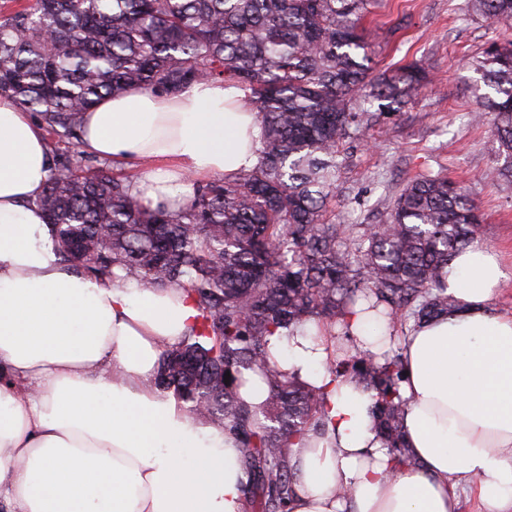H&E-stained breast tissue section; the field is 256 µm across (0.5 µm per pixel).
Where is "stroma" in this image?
Segmentation results:
<instances>
[{"label": "stroma", "mask_w": 512, "mask_h": 512, "mask_svg": "<svg viewBox=\"0 0 512 512\" xmlns=\"http://www.w3.org/2000/svg\"><path fill=\"white\" fill-rule=\"evenodd\" d=\"M512 39V26L473 17L467 0H382L366 23L377 72L415 63L430 82L399 112L364 129L345 146L346 168L328 213L338 222L373 224L405 184L432 171L447 174L480 206L482 243L509 272L491 305L512 315V189L491 184L496 162L490 124L471 120L477 104L469 58Z\"/></svg>", "instance_id": "stroma-1"}]
</instances>
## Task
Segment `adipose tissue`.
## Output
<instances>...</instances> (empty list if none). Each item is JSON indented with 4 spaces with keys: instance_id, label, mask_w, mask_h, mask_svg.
<instances>
[{
    "instance_id": "1",
    "label": "adipose tissue",
    "mask_w": 512,
    "mask_h": 512,
    "mask_svg": "<svg viewBox=\"0 0 512 512\" xmlns=\"http://www.w3.org/2000/svg\"><path fill=\"white\" fill-rule=\"evenodd\" d=\"M244 96L221 81L131 87L83 114L80 146L141 168L145 205L175 207L182 174L255 165ZM52 166L42 124L0 96V512H248L234 438L154 384L194 308L181 290L106 285L63 262L35 204ZM505 277L494 251L466 248L448 273L457 309L402 338L407 464L374 431L368 393L331 374L328 337H271L277 366L327 393L325 427L288 450L289 512H458L462 489L476 512H512V317L490 306ZM371 318L348 315L351 353L392 344Z\"/></svg>"
}]
</instances>
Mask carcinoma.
<instances>
[{"label":"carcinoma","instance_id":"1","mask_svg":"<svg viewBox=\"0 0 512 512\" xmlns=\"http://www.w3.org/2000/svg\"><path fill=\"white\" fill-rule=\"evenodd\" d=\"M476 15L512 21V0H468ZM377 0H41L0 16V95L38 116L48 134L80 140L81 117L132 86L175 95L202 80L246 92L261 122L256 165L199 182L176 209L151 208L133 175L85 168L76 151L55 156L43 193L63 261L107 284L125 276L185 291L190 332L160 355L155 385L186 412L234 435L245 456L253 512H288L295 493L286 449L324 425L325 394L270 363L269 338L315 325L343 357L331 372L363 387L373 426L396 461L406 400L401 347L379 362L350 363L345 318L363 303L397 335L456 308L448 264L476 240L483 218L448 176L423 173L403 187L379 224L325 221L341 148L377 112H398L427 77L409 64L373 74L364 22ZM475 120L495 128L492 180L512 186V40L469 61ZM260 370L267 400L240 390ZM229 381H224L225 374Z\"/></svg>","mask_w":512,"mask_h":512}]
</instances>
